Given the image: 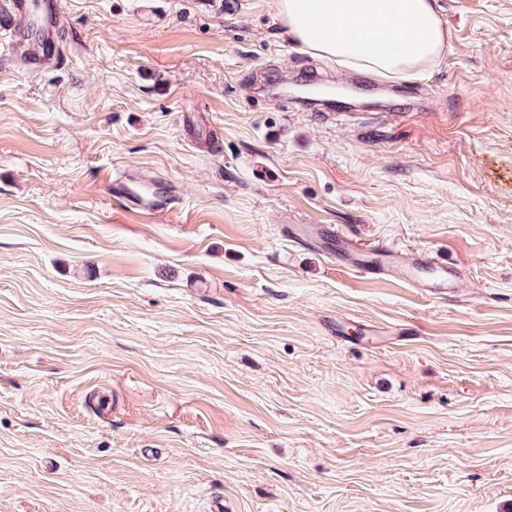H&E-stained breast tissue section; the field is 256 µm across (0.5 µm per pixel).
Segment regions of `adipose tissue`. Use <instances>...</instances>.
I'll use <instances>...</instances> for the list:
<instances>
[{
  "mask_svg": "<svg viewBox=\"0 0 512 512\" xmlns=\"http://www.w3.org/2000/svg\"><path fill=\"white\" fill-rule=\"evenodd\" d=\"M282 31L341 69L418 80L448 51L434 0H275ZM376 47L366 48L368 35Z\"/></svg>",
  "mask_w": 512,
  "mask_h": 512,
  "instance_id": "obj_1",
  "label": "adipose tissue"
}]
</instances>
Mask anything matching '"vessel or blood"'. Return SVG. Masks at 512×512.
I'll use <instances>...</instances> for the list:
<instances>
[{"instance_id": "obj_1", "label": "vessel or blood", "mask_w": 512, "mask_h": 512, "mask_svg": "<svg viewBox=\"0 0 512 512\" xmlns=\"http://www.w3.org/2000/svg\"><path fill=\"white\" fill-rule=\"evenodd\" d=\"M30 0H0V27L12 29L16 46L20 49L28 68L42 70L58 65L65 56L59 40L64 13L58 0H41L39 5L42 33L39 41H30L24 29L12 26L14 17L30 11ZM294 237L305 244L325 250L335 257L337 264L361 274H382L385 267L399 264L405 280L440 292L455 285L459 272L454 267L429 256H417L399 263L398 248L392 243L362 245L344 237L327 224H298L292 229Z\"/></svg>"}]
</instances>
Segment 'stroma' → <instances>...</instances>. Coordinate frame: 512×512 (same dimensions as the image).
<instances>
[{
  "instance_id": "1",
  "label": "stroma",
  "mask_w": 512,
  "mask_h": 512,
  "mask_svg": "<svg viewBox=\"0 0 512 512\" xmlns=\"http://www.w3.org/2000/svg\"><path fill=\"white\" fill-rule=\"evenodd\" d=\"M61 2L62 68L0 32V512H512V0H438L418 82L311 57L274 0ZM318 74L393 109L251 91ZM294 237L305 244L323 249L336 263L361 274H382L385 267L400 263L398 247L393 243L362 245L344 237L327 224H296ZM398 270L405 280L416 285L422 284L435 292H442L448 285L454 287L459 278L457 269L426 255L408 258ZM426 273L431 276H425Z\"/></svg>"
}]
</instances>
